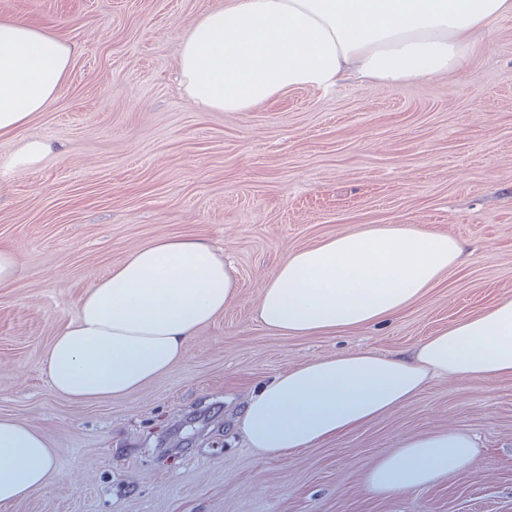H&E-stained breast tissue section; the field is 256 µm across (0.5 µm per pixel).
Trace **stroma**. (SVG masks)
Returning <instances> with one entry per match:
<instances>
[{"mask_svg":"<svg viewBox=\"0 0 512 512\" xmlns=\"http://www.w3.org/2000/svg\"><path fill=\"white\" fill-rule=\"evenodd\" d=\"M224 0H0L71 43L57 98L0 138V416L55 448V480L0 512H512V379L436 378L361 429L269 457L234 420L264 380L357 348L380 355L512 297V15L476 35L464 71L429 83L297 88L248 112L194 107L178 43ZM53 149L12 167L22 145ZM367 224H420L462 263L390 320L280 336L255 318L280 260ZM196 237L238 272V297L171 371L119 398L57 396L42 366L87 287L145 242ZM476 436L471 467L374 498L362 477L405 436ZM19 267L20 259L17 252L11 249L0 248V288L14 283Z\"/></svg>","mask_w":512,"mask_h":512,"instance_id":"stroma-1","label":"stroma"}]
</instances>
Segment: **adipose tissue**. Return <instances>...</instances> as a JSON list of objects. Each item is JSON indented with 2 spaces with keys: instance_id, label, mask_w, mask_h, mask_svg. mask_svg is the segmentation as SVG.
I'll return each mask as SVG.
<instances>
[{
  "instance_id": "ef3b65f1",
  "label": "adipose tissue",
  "mask_w": 512,
  "mask_h": 512,
  "mask_svg": "<svg viewBox=\"0 0 512 512\" xmlns=\"http://www.w3.org/2000/svg\"><path fill=\"white\" fill-rule=\"evenodd\" d=\"M512 0H226L182 35L179 69L191 103L247 112L289 90L336 87L351 74L381 84L460 71L473 35L491 33ZM73 49L20 17L0 18V138L57 97ZM458 240L415 224H368L288 253L261 290L259 322L283 335L346 332L391 318L460 264ZM237 298L234 267L206 241L159 236L85 291L75 320L44 353L68 400L121 397L168 373L187 341ZM512 378V298L430 336L412 351L348 350L261 383L238 428L266 456L359 429L412 401L429 378ZM477 454L448 428L405 437L363 476L372 497L447 482ZM44 437L0 417V505L48 487Z\"/></svg>"
}]
</instances>
